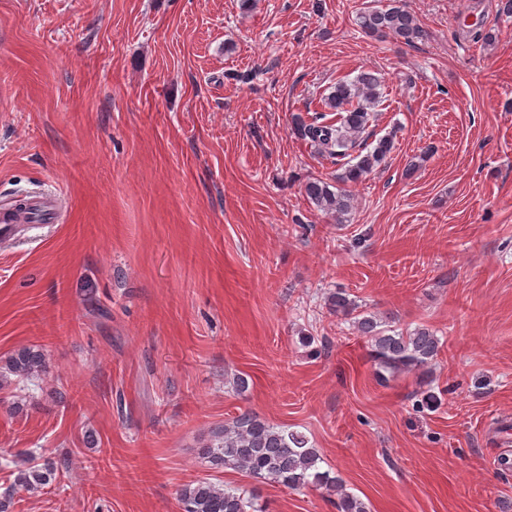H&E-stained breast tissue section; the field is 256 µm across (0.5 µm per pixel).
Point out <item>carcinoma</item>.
<instances>
[{
    "label": "carcinoma",
    "mask_w": 512,
    "mask_h": 512,
    "mask_svg": "<svg viewBox=\"0 0 512 512\" xmlns=\"http://www.w3.org/2000/svg\"><path fill=\"white\" fill-rule=\"evenodd\" d=\"M361 29L374 36L391 34L407 43L424 36L416 18L398 6L369 7L360 12ZM380 79L371 71L360 72L355 79L340 80L324 99L325 108L336 113L333 124L305 122L293 117L294 131L314 143L318 151L347 162L335 190L318 178L308 179L303 194L317 208L342 219L354 208L347 187L361 182L381 165L393 148L392 138H379L366 150L364 134L373 117L372 108L379 103ZM329 310L338 315L354 317L359 335L368 338L371 356L380 368L389 373L423 368L434 360L440 339L426 328L398 331L385 326L377 315L357 312V305L343 291L328 297ZM47 372L45 353L34 346L22 347L0 362V387L11 381L31 382ZM204 458L216 467L241 472L257 481L273 483L288 489L315 487L336 497L337 512H369L365 502L346 492L341 480L320 468L321 456L308 437L298 431L273 424L252 412L244 411L212 431V439L204 447ZM53 463H27L13 472L15 487L39 493L55 480ZM182 512H265L253 493L225 487L207 478L183 486L178 492Z\"/></svg>",
    "instance_id": "obj_1"
}]
</instances>
